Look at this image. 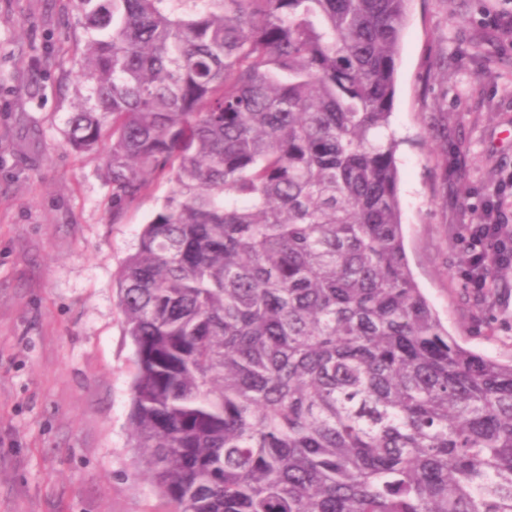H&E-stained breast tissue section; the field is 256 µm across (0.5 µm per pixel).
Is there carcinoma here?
<instances>
[{"instance_id":"cac0c4a2","label":"carcinoma","mask_w":512,"mask_h":512,"mask_svg":"<svg viewBox=\"0 0 512 512\" xmlns=\"http://www.w3.org/2000/svg\"><path fill=\"white\" fill-rule=\"evenodd\" d=\"M408 2L77 0L70 144L114 218L170 185L116 284L174 512H512V362L449 335L405 250Z\"/></svg>"}]
</instances>
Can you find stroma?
<instances>
[{"label":"stroma","mask_w":512,"mask_h":512,"mask_svg":"<svg viewBox=\"0 0 512 512\" xmlns=\"http://www.w3.org/2000/svg\"><path fill=\"white\" fill-rule=\"evenodd\" d=\"M511 12L411 0L392 115L416 282L461 345L504 362L512 267L489 308L466 260L486 201L512 229ZM85 40L75 0H0V512H172L131 446L114 282L169 186L113 215L105 156L69 145Z\"/></svg>","instance_id":"35a3bbf8"}]
</instances>
